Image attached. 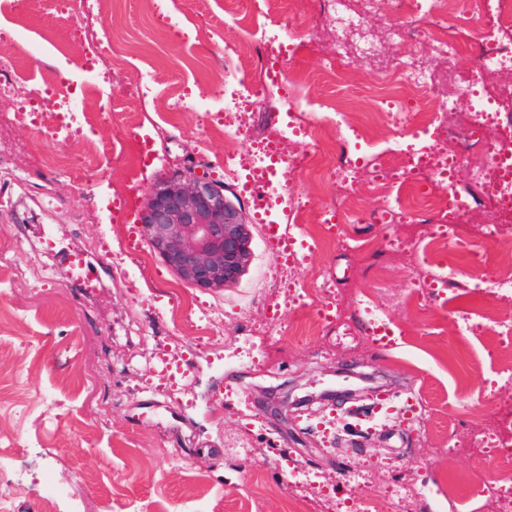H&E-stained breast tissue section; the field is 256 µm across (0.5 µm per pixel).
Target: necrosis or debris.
Returning a JSON list of instances; mask_svg holds the SVG:
<instances>
[{"instance_id":"1","label":"necrosis or debris","mask_w":512,"mask_h":512,"mask_svg":"<svg viewBox=\"0 0 512 512\" xmlns=\"http://www.w3.org/2000/svg\"><path fill=\"white\" fill-rule=\"evenodd\" d=\"M375 0H321L326 24L338 30L360 28ZM407 38L420 48L382 62L384 88L419 92L439 82L460 83V94L472 99L470 111H458L454 99L437 111L402 105L386 116L397 134L388 146L363 141L341 104H333L326 121L341 141L335 166L323 165L327 141L316 152L292 154L275 166L264 146L231 152L226 173L238 178L246 170H268L267 183L276 201L293 222L306 207L288 182L295 176L317 175L329 180L337 197L366 188L383 199L385 224H420L437 255L415 268L410 282L414 297L444 286L458 298L492 296L493 306L477 311L459 306L457 325L465 336H489L490 350L500 373L512 380V272H487V260L472 248L484 239L512 240V85L503 97L478 92L485 81L505 73L512 76V0H390ZM480 60L479 70L460 78L456 64L462 56ZM482 164H472L473 156ZM467 168L466 182L457 172ZM468 256L479 276L474 284L458 282L457 255ZM472 454L496 461L499 476L485 490L491 512H512V434L496 426L473 439Z\"/></svg>"}]
</instances>
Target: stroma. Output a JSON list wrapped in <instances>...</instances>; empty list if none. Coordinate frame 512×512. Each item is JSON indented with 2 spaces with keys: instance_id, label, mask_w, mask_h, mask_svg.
Returning a JSON list of instances; mask_svg holds the SVG:
<instances>
[{
  "instance_id": "obj_1",
  "label": "stroma",
  "mask_w": 512,
  "mask_h": 512,
  "mask_svg": "<svg viewBox=\"0 0 512 512\" xmlns=\"http://www.w3.org/2000/svg\"><path fill=\"white\" fill-rule=\"evenodd\" d=\"M318 0H263L259 22L313 27L314 44L296 66L313 75L305 90L316 114L332 98L347 101L352 122L376 142L392 136L372 112L381 74L373 61L352 52L336 82L323 83L325 50L336 33L318 27ZM29 16L25 57L11 78L16 93L0 98V473L22 483L15 512H41L47 487L71 489L78 512H238L250 487L262 489L256 512H328L329 500L380 499L394 512L393 493L413 482L427 490L413 512H457L442 482L474 494L491 483L495 466L453 452L457 437L499 424L512 403L483 338L461 335L453 319L454 294L410 302L406 255L392 252L396 224H341L289 268L266 236L260 200L238 180L225 178L229 146L248 149L289 118L278 95L260 99L238 117L239 134L205 123L224 109V78L259 82L272 63L265 45L224 19V0H167L175 27L150 22L143 0H123L103 16L87 0H15ZM248 47V63L234 69L228 45ZM139 48L143 61L126 51ZM118 71L111 95L98 89L92 60ZM150 84V96L133 89ZM67 93L78 111L94 113L90 139L46 138L53 116L24 125L12 116L46 93ZM185 98L180 112H164L162 99ZM153 145L148 163L124 149L133 137ZM207 173L223 181L227 196L243 202L251 226V262L237 282L220 291L182 281L148 241L129 248L146 192L175 173ZM140 190L127 201L129 174ZM52 238L51 253L40 244ZM341 237L366 241L368 257L338 245ZM93 252L94 288L69 276L76 250ZM368 286L387 292L395 345L372 341L364 311L348 298ZM318 294L307 311L299 289ZM185 300L183 329L171 328L167 310ZM340 307L339 318L318 320L322 307ZM465 347L483 369L467 388L459 370L431 356L435 343ZM187 350L190 393L183 403L166 398L153 375V356L166 344ZM373 372L379 391L414 398L423 420L400 417L382 434L357 442L342 436L324 446L321 419L348 417L352 400L316 403L309 415L284 421L274 397H301L346 389L342 369ZM248 445L233 455L232 437ZM320 475L319 484L295 489L291 471Z\"/></svg>"
}]
</instances>
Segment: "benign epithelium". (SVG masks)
<instances>
[{
    "label": "benign epithelium",
    "instance_id": "7a95c632",
    "mask_svg": "<svg viewBox=\"0 0 512 512\" xmlns=\"http://www.w3.org/2000/svg\"><path fill=\"white\" fill-rule=\"evenodd\" d=\"M155 253L182 280L219 291L237 281L251 260L250 224L224 194V184L188 173L154 182L140 212Z\"/></svg>",
    "mask_w": 512,
    "mask_h": 512
}]
</instances>
